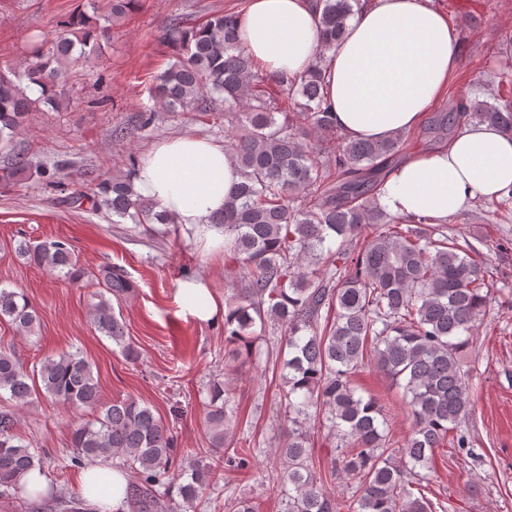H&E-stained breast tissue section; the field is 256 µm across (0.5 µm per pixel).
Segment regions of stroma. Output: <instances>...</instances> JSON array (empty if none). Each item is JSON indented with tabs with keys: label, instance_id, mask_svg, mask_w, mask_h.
Here are the masks:
<instances>
[{
	"label": "stroma",
	"instance_id": "35a3bbf8",
	"mask_svg": "<svg viewBox=\"0 0 512 512\" xmlns=\"http://www.w3.org/2000/svg\"><path fill=\"white\" fill-rule=\"evenodd\" d=\"M80 0H0V64L24 65L31 40L48 41L57 21ZM247 0H139L91 65L103 76L99 85L70 79L73 99L59 112L31 113L16 139L33 165L48 167L53 184L33 176L0 188V286L23 289L40 318L36 336L23 339L0 323V344L14 345L25 366L80 349L99 375L101 399L134 396L153 407L169 428L177 448L206 456L210 443L202 403L210 378L224 372V325L197 320L185 313L179 296L182 281H204L217 301H224L237 268L223 251H208L185 237L177 225L159 226L149 234L131 223L116 224L106 212L71 203L72 193L88 190L101 179L126 175L130 158H144L157 143L191 134L224 140V121L192 112L158 111L153 124L138 129L136 117L147 103V89L163 71L172 50L162 34L173 18L198 24L227 11L243 12ZM448 17L461 42V59L448 84L447 98L471 92L493 98L496 75L504 63L497 52L501 32L512 31V0H430ZM486 83L472 89L478 71ZM488 201H477L455 214L449 236L465 237L479 250L498 290L481 316L471 353L463 368L472 383L474 407L463 419L475 459L457 449H436L422 493L435 512H512V250L498 252L499 242H512V213L493 215ZM38 243L67 239L85 275L73 283L17 258L9 244L19 238ZM123 267L136 284L119 309L127 334L140 352L127 362L111 341L95 331L89 307L97 292L101 267ZM356 385L377 398L388 421L389 438L404 445L412 420L401 392L373 363L354 376ZM279 373L266 356L239 364L234 396L240 419L234 438L251 433L258 449L249 468L224 474L216 497L253 500L256 512H281L284 489L274 475L282 464L275 447L282 441L285 408L280 403ZM94 412L74 410L41 398L19 412L18 433L40 448L44 477L56 495L80 493L83 470L71 463V428L93 419ZM312 465L324 488L342 492L353 481L332 473L331 440L323 427L313 429Z\"/></svg>",
	"mask_w": 512,
	"mask_h": 512
}]
</instances>
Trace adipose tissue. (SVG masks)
I'll list each match as a JSON object with an SVG mask.
<instances>
[{
	"label": "adipose tissue",
	"instance_id": "adipose-tissue-1",
	"mask_svg": "<svg viewBox=\"0 0 512 512\" xmlns=\"http://www.w3.org/2000/svg\"><path fill=\"white\" fill-rule=\"evenodd\" d=\"M318 16L317 0H248L241 45L268 77L302 75L321 56ZM324 56L337 126L352 139H383L424 121L458 67L460 45L447 17L427 0H371ZM238 180L223 145L182 135L147 154L135 190L169 213L183 235L220 250L224 231L211 219ZM511 185L512 137L468 123L446 147L411 151L383 183L378 202L394 214L444 223ZM179 295L194 318L223 320V305L201 280L181 282ZM125 486L117 470L101 464L88 468L81 484L101 512H116Z\"/></svg>",
	"mask_w": 512,
	"mask_h": 512
}]
</instances>
